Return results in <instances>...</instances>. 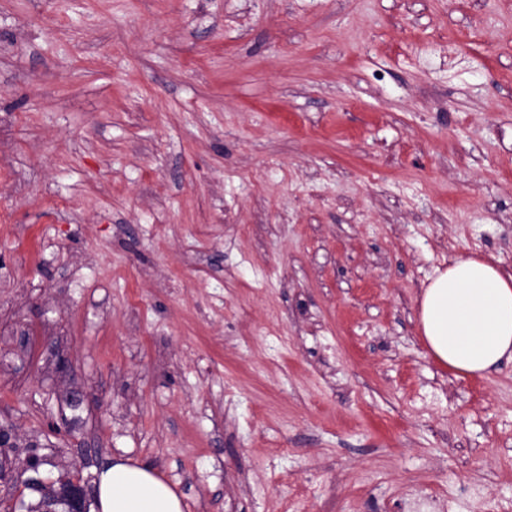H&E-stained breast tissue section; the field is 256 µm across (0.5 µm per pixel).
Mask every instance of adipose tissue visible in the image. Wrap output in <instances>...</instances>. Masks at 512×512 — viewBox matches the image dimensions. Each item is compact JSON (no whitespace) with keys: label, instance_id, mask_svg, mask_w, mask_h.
I'll return each mask as SVG.
<instances>
[{"label":"adipose tissue","instance_id":"obj_1","mask_svg":"<svg viewBox=\"0 0 512 512\" xmlns=\"http://www.w3.org/2000/svg\"><path fill=\"white\" fill-rule=\"evenodd\" d=\"M420 332L456 376L485 375L512 361V274L477 257L436 270L419 305ZM99 512H183L170 484L149 467L115 458L97 482Z\"/></svg>","mask_w":512,"mask_h":512}]
</instances>
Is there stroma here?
<instances>
[{"label": "stroma", "mask_w": 512, "mask_h": 512, "mask_svg": "<svg viewBox=\"0 0 512 512\" xmlns=\"http://www.w3.org/2000/svg\"><path fill=\"white\" fill-rule=\"evenodd\" d=\"M470 254L512 273V0H0V423L41 477L512 500V362L419 334Z\"/></svg>", "instance_id": "1"}]
</instances>
